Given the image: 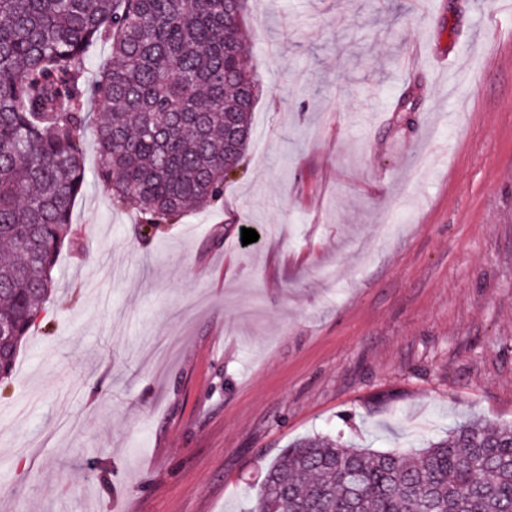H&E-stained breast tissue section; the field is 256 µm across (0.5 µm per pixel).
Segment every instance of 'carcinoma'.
<instances>
[{"instance_id":"obj_1","label":"carcinoma","mask_w":512,"mask_h":512,"mask_svg":"<svg viewBox=\"0 0 512 512\" xmlns=\"http://www.w3.org/2000/svg\"><path fill=\"white\" fill-rule=\"evenodd\" d=\"M246 0H0V381L40 317L72 231L96 100L98 177L145 224L223 200L259 83ZM112 66L88 87L87 49ZM249 512H512V425L468 419L408 454L316 435L266 469ZM87 63L84 73V79L87 84H91L103 69L109 67L112 61V47L108 40L102 39L95 42L87 52Z\"/></svg>"}]
</instances>
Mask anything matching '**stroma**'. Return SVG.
I'll use <instances>...</instances> for the list:
<instances>
[{
    "label": "stroma",
    "mask_w": 512,
    "mask_h": 512,
    "mask_svg": "<svg viewBox=\"0 0 512 512\" xmlns=\"http://www.w3.org/2000/svg\"><path fill=\"white\" fill-rule=\"evenodd\" d=\"M247 26L223 207L143 233L83 131L74 235L0 382V512H246L297 440L512 423V13L248 0Z\"/></svg>",
    "instance_id": "35a3bbf8"
}]
</instances>
